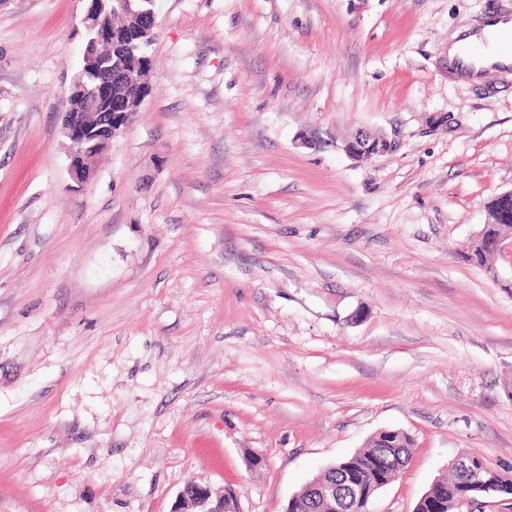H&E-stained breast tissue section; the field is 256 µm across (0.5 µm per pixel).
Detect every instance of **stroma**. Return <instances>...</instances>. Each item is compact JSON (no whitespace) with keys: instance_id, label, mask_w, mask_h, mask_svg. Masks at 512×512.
Here are the masks:
<instances>
[{"instance_id":"35a3bbf8","label":"stroma","mask_w":512,"mask_h":512,"mask_svg":"<svg viewBox=\"0 0 512 512\" xmlns=\"http://www.w3.org/2000/svg\"><path fill=\"white\" fill-rule=\"evenodd\" d=\"M152 90L85 187L61 116L86 0H0V512H284L400 429L371 512L512 471V83L448 44L512 0H158ZM395 151L355 160L358 127ZM262 465L249 468L248 455ZM486 211L488 215L487 224H483L477 234L473 236V243H471V238H469L458 245L457 251L468 252L473 245V249L479 254V262L476 264L483 267L486 266L488 270L491 267L487 265V261L494 252L485 248L484 235L488 229H492L499 235L512 231V205L510 204L507 208H504L500 204L498 197H495L487 203ZM479 250H482L483 253L480 254ZM413 445V438L407 432L393 429L382 430L368 441L365 448L351 457L337 461L333 464L334 467L323 470L312 480L317 483H338L342 477L348 474H359L364 480L363 497L359 503L352 502L344 509L345 512H365V508H369L379 482H391L409 464ZM367 498L368 502L364 507ZM230 488L224 489V493L216 501V506L213 507V490L210 486L194 483L191 486L187 485L179 494L178 504L176 510L173 512H182V508L179 507L181 500L186 503H192L195 507H198L197 512H223L224 503L227 504V495H231ZM223 497V500H222Z\"/></svg>"}]
</instances>
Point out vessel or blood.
<instances>
[{
  "instance_id": "obj_1",
  "label": "vessel or blood",
  "mask_w": 512,
  "mask_h": 512,
  "mask_svg": "<svg viewBox=\"0 0 512 512\" xmlns=\"http://www.w3.org/2000/svg\"><path fill=\"white\" fill-rule=\"evenodd\" d=\"M512 31V15L489 14L459 38L460 47L448 57V72L459 82L495 84L512 76V43L494 50L488 42Z\"/></svg>"
}]
</instances>
